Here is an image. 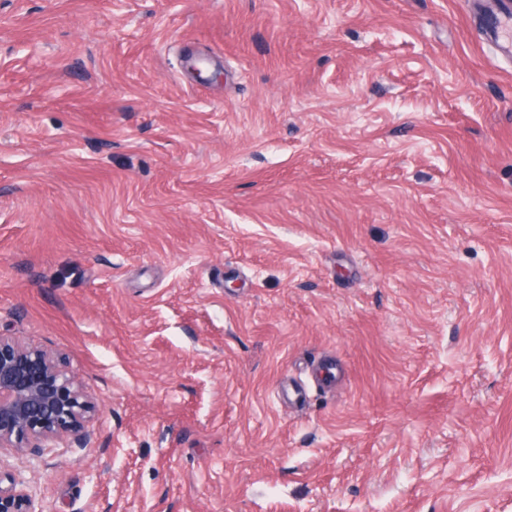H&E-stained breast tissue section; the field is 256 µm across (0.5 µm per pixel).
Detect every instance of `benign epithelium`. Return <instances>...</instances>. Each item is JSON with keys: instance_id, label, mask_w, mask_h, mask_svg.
<instances>
[{"instance_id": "obj_1", "label": "benign epithelium", "mask_w": 512, "mask_h": 512, "mask_svg": "<svg viewBox=\"0 0 512 512\" xmlns=\"http://www.w3.org/2000/svg\"><path fill=\"white\" fill-rule=\"evenodd\" d=\"M99 414L66 358L0 333V449L40 457L64 443L85 447ZM0 512H45L32 478L0 471Z\"/></svg>"}]
</instances>
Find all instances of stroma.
I'll use <instances>...</instances> for the list:
<instances>
[{"instance_id": "1", "label": "stroma", "mask_w": 512, "mask_h": 512, "mask_svg": "<svg viewBox=\"0 0 512 512\" xmlns=\"http://www.w3.org/2000/svg\"><path fill=\"white\" fill-rule=\"evenodd\" d=\"M497 0H0V331L102 403L48 512H512Z\"/></svg>"}]
</instances>
